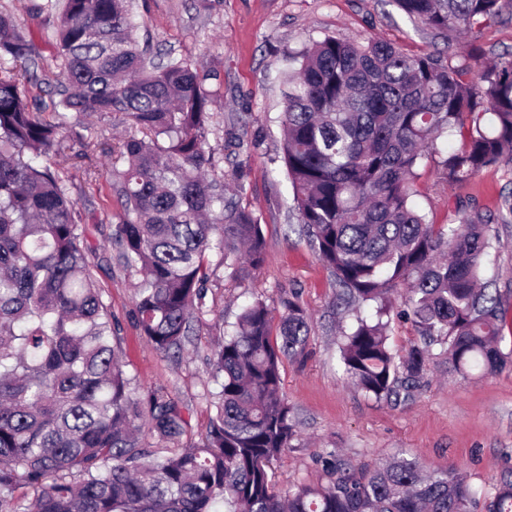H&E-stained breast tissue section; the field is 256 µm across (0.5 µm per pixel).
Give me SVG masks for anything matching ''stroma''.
<instances>
[{
	"label": "stroma",
	"mask_w": 512,
	"mask_h": 512,
	"mask_svg": "<svg viewBox=\"0 0 512 512\" xmlns=\"http://www.w3.org/2000/svg\"><path fill=\"white\" fill-rule=\"evenodd\" d=\"M39 0H0V9L15 11L38 34V65L28 83L41 100L43 118L54 120L59 64L53 38L54 17L36 12ZM140 42L153 51L184 59L211 74L208 88L218 91L210 106L208 145L215 165L209 178L230 179L235 168L245 172L246 192L240 203L257 217L267 243L268 258L241 278L230 277L220 258H213L207 283V325L194 337L179 361L157 351L133 324L132 294L136 272L119 259L98 268L96 278L112 318L118 324L127 369L145 387L165 388L187 407L190 430L185 445L200 442L214 409L205 357L223 341L243 306L265 300L279 311L281 295L297 292L310 317L304 357L284 361L282 393L293 407L301 436L274 465L281 492L295 485L317 484L324 478L320 453L335 451L353 465L375 464L397 455L415 457L431 468H457L478 487L489 488L512 477V369L495 375L461 379L445 360H434L412 396L399 403H378L348 380L335 343L352 312L334 310L336 283L304 237L291 231L293 192L280 155L285 53L290 49L340 35L362 41L390 42L404 51H437L452 64L466 59L471 45L488 58L512 53V7L501 19L462 35L441 38L415 26L392 0H135ZM246 122V137L258 149H231L225 132L234 115ZM440 155L418 168L416 207L434 223H445L454 204L496 213L507 185L502 170L487 169L467 184L452 188L440 166ZM112 156L93 163L74 158L61 169L80 210L89 212L90 261L108 248L105 236L118 224L121 211L112 185ZM499 241L483 270V280L500 293L512 291V223L498 225Z\"/></svg>",
	"instance_id": "1"
}]
</instances>
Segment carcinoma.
Instances as JSON below:
<instances>
[{
  "label": "carcinoma",
  "instance_id": "obj_1",
  "mask_svg": "<svg viewBox=\"0 0 512 512\" xmlns=\"http://www.w3.org/2000/svg\"><path fill=\"white\" fill-rule=\"evenodd\" d=\"M505 0H394L438 34L497 22ZM57 11L65 111L119 114L131 132L112 155L122 211L107 240L139 272L135 325L174 358L206 325L209 257L231 275L266 258L261 224L236 193L207 178L213 78L182 59H147L132 0H48ZM34 34L0 10V512H512V479L479 501L466 475L396 457L354 466L330 452L326 481L283 497L274 462L298 439L281 392L284 360L305 352L310 323L292 294L257 299L206 363L220 380L203 442L182 447L181 402L126 370L119 328L88 260V216L56 177L72 160L59 126L41 117L26 76ZM471 47L453 66L384 41L326 36L288 54L281 160L293 209L319 259L355 306L340 332L344 371L388 402L424 378L433 347L461 377L512 367L509 304L482 270L512 222V189L493 217L474 206L434 224L412 205L417 168L442 135L459 145L442 167L463 185L487 168L512 176V55L485 66ZM79 156L105 150L72 128ZM419 339L389 343L390 293ZM370 305L374 313L361 315ZM32 490L30 499L16 495Z\"/></svg>",
  "mask_w": 512,
  "mask_h": 512
}]
</instances>
